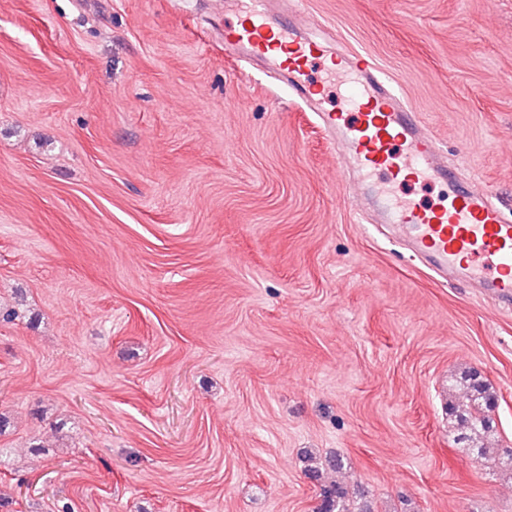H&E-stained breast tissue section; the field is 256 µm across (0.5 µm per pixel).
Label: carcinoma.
I'll return each mask as SVG.
<instances>
[{
	"instance_id": "1",
	"label": "carcinoma",
	"mask_w": 512,
	"mask_h": 512,
	"mask_svg": "<svg viewBox=\"0 0 512 512\" xmlns=\"http://www.w3.org/2000/svg\"><path fill=\"white\" fill-rule=\"evenodd\" d=\"M462 398L448 401V416L454 419L457 433L454 441L479 459H494L503 468L512 470V454L493 439L497 399L491 387L476 370L460 376ZM320 504L316 512H351L346 506L347 492L338 482L321 486Z\"/></svg>"
}]
</instances>
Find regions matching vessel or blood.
<instances>
[{"mask_svg": "<svg viewBox=\"0 0 512 512\" xmlns=\"http://www.w3.org/2000/svg\"><path fill=\"white\" fill-rule=\"evenodd\" d=\"M245 2L235 22L224 27L226 51L268 64L287 81L294 99L312 106L324 90L309 76L315 64H322L327 78H347L353 120L337 112L320 115L346 177L347 198L372 210L373 223L392 225L412 257L438 278L461 279L512 305V220L474 182L460 179L469 154L448 164L436 137L373 62L360 53L326 50L312 38L316 17L277 16L276 0ZM422 182L438 184L443 202L388 194L389 188Z\"/></svg>", "mask_w": 512, "mask_h": 512, "instance_id": "1", "label": "vessel or blood"}]
</instances>
